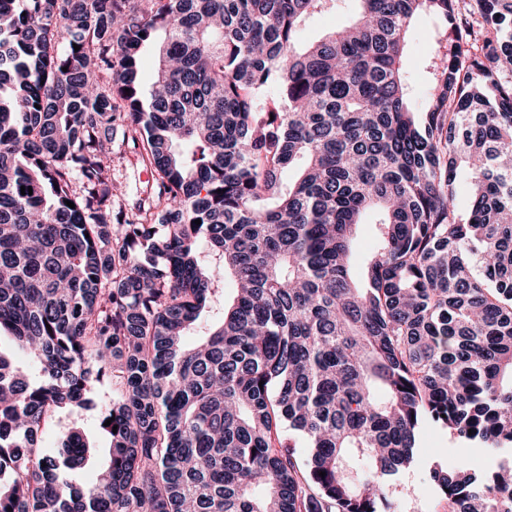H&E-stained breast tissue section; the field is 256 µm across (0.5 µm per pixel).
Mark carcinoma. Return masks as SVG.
<instances>
[{
  "instance_id": "obj_1",
  "label": "carcinoma",
  "mask_w": 512,
  "mask_h": 512,
  "mask_svg": "<svg viewBox=\"0 0 512 512\" xmlns=\"http://www.w3.org/2000/svg\"><path fill=\"white\" fill-rule=\"evenodd\" d=\"M330 2L0 0V332L40 368L0 351V512H394L424 421L512 450V0H357L298 45ZM119 127L157 173L130 219ZM104 380L109 462L76 485L83 434L36 437ZM430 481L448 512H512L507 462ZM329 10L315 17L301 32L303 41H315L334 29L349 23L355 16L358 3L355 0H333ZM434 35L435 23L428 21L413 30L408 39L406 81L410 97L418 110L426 105L428 81L425 64L435 46ZM375 246V239L367 225L361 226L356 241V251L353 259V270L356 277L361 276L362 258L368 255Z\"/></svg>"
}]
</instances>
